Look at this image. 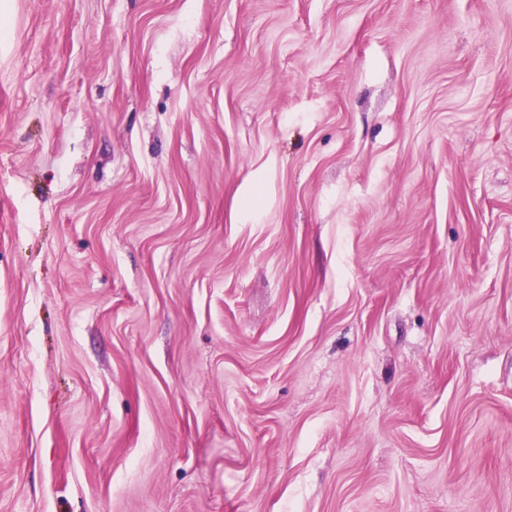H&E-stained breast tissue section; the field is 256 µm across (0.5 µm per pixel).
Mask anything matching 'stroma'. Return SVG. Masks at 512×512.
I'll return each mask as SVG.
<instances>
[{
  "label": "stroma",
  "instance_id": "35a3bbf8",
  "mask_svg": "<svg viewBox=\"0 0 512 512\" xmlns=\"http://www.w3.org/2000/svg\"><path fill=\"white\" fill-rule=\"evenodd\" d=\"M0 512H512V0H0Z\"/></svg>",
  "mask_w": 512,
  "mask_h": 512
}]
</instances>
